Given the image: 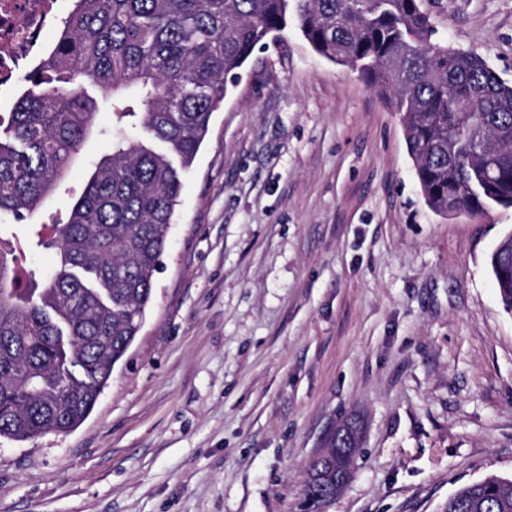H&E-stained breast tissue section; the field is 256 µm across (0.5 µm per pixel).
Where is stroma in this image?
<instances>
[{"instance_id":"1","label":"stroma","mask_w":512,"mask_h":512,"mask_svg":"<svg viewBox=\"0 0 512 512\" xmlns=\"http://www.w3.org/2000/svg\"><path fill=\"white\" fill-rule=\"evenodd\" d=\"M439 33L512 81V0H424ZM32 218L0 212L36 282L109 149V99ZM512 208L426 203L400 116L296 24L254 51L183 176L145 324L87 420L0 440V512H299L331 430L364 425L327 512H442L512 478V314L490 255Z\"/></svg>"}]
</instances>
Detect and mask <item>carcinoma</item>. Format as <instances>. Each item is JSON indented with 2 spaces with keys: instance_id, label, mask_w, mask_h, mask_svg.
Wrapping results in <instances>:
<instances>
[{
  "instance_id": "1",
  "label": "carcinoma",
  "mask_w": 512,
  "mask_h": 512,
  "mask_svg": "<svg viewBox=\"0 0 512 512\" xmlns=\"http://www.w3.org/2000/svg\"><path fill=\"white\" fill-rule=\"evenodd\" d=\"M294 15L321 57L358 70L401 117L422 194L437 214L512 207V83L439 35L422 0H75L7 116L0 212L25 220L66 176L92 133V82L112 94L111 153L93 163L67 220L38 243L59 265L41 288L0 240V439L68 434L93 411L138 336L183 183L212 114L255 49ZM141 127L166 146L128 137ZM500 149L478 160L457 127ZM492 274L512 313V234ZM309 470L336 474V440ZM306 480L301 512H324ZM443 512H512V480L466 484Z\"/></svg>"
}]
</instances>
